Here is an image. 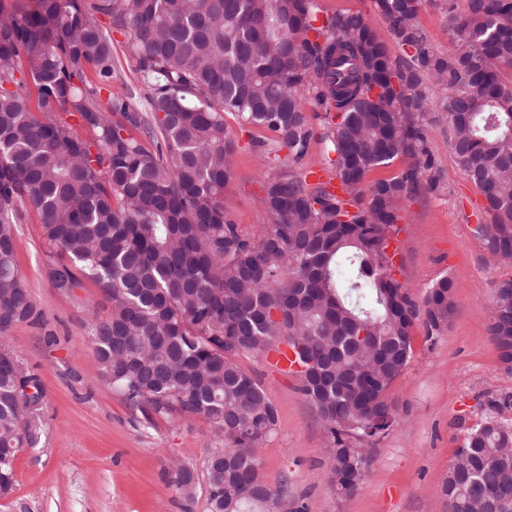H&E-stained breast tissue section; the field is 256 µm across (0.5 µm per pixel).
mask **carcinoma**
Masks as SVG:
<instances>
[{
    "label": "carcinoma",
    "instance_id": "cac0c4a2",
    "mask_svg": "<svg viewBox=\"0 0 512 512\" xmlns=\"http://www.w3.org/2000/svg\"><path fill=\"white\" fill-rule=\"evenodd\" d=\"M373 3L410 59L393 58L363 15L324 16L315 0H0V330L37 310L16 264L22 202L39 215L54 288L90 280L112 302L91 336L102 378L165 418L202 417L223 438L209 452L224 459V473H207L211 512L278 508L256 452L277 412L240 354L277 339L291 348L340 496L371 465V449L344 437H384L403 417L388 392L410 360L417 310L388 250L428 168L429 114L447 124L485 201L486 253L512 266V0H440L452 33L444 56L417 24L424 0ZM98 13L127 33L151 116L129 99L104 109L88 85L89 68L105 85L116 74ZM426 78L447 89L436 103ZM226 112L288 151L263 185L270 223L252 237L224 214L235 152ZM317 139L335 153L341 196L292 168ZM398 159L403 172L366 183ZM454 288L443 276L429 289V331L448 326ZM489 333L512 369V276L491 290ZM42 399L40 381L1 346V496L16 449L40 441ZM193 480L184 465L170 472L183 493ZM441 493L449 512H482L491 494L497 512H512V427L491 418L468 429Z\"/></svg>",
    "mask_w": 512,
    "mask_h": 512
}]
</instances>
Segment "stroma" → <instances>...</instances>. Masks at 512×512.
Wrapping results in <instances>:
<instances>
[{
    "mask_svg": "<svg viewBox=\"0 0 512 512\" xmlns=\"http://www.w3.org/2000/svg\"><path fill=\"white\" fill-rule=\"evenodd\" d=\"M322 14L362 13L372 19L391 55L407 52L378 20L372 0H316ZM99 23L112 40L117 72L102 86L99 102L142 97L138 64L126 34L109 17ZM236 143L234 179L224 189V213L241 233L254 235L269 221L261 185L286 161L270 152L273 135L224 115ZM432 164L404 205L399 222L404 240L393 275L416 304L440 277L455 284L456 310L447 329L428 335L415 319L411 358L389 396L408 415L374 445L370 474L353 495H337L326 475V434L297 377L264 356L241 354L237 361L266 390L274 405L276 431L257 449L265 483L306 512H448L440 483L464 430L492 417L512 424V409L492 404L512 397V370L505 368L488 335V305L494 282L512 267L492 262L479 225L488 224L483 200L462 175L443 122L425 125ZM439 178L429 189V178ZM17 267L36 299L29 322L0 333V345L16 353L43 386L42 435L35 448L18 454L15 485L0 498V512H209L205 461L220 441L200 417L167 419L132 406L105 382L92 351L93 313L109 303L92 282L73 293L57 292L50 277V249L38 215L18 208ZM194 470L191 493L169 482L172 462Z\"/></svg>",
    "mask_w": 512,
    "mask_h": 512,
    "instance_id": "35a3bbf8",
    "label": "stroma"
}]
</instances>
